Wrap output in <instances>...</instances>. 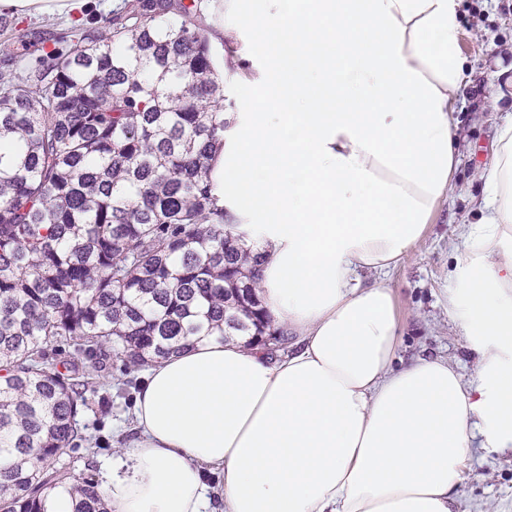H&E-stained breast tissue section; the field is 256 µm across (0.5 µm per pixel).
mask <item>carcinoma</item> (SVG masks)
Listing matches in <instances>:
<instances>
[{
    "label": "carcinoma",
    "instance_id": "carcinoma-1",
    "mask_svg": "<svg viewBox=\"0 0 512 512\" xmlns=\"http://www.w3.org/2000/svg\"><path fill=\"white\" fill-rule=\"evenodd\" d=\"M206 0H132L0 73V512H107L66 449L97 392L60 359L111 348L129 372L208 336L273 327L262 254L214 194L223 76Z\"/></svg>",
    "mask_w": 512,
    "mask_h": 512
}]
</instances>
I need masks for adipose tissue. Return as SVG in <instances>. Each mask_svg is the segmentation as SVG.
Here are the masks:
<instances>
[{"label":"adipose tissue","instance_id":"1","mask_svg":"<svg viewBox=\"0 0 512 512\" xmlns=\"http://www.w3.org/2000/svg\"><path fill=\"white\" fill-rule=\"evenodd\" d=\"M462 0H267L266 73L211 179L266 254L274 359L211 338L154 362L137 439L99 469L109 512H454L473 443L512 447V119L498 129L448 309L478 355L397 364L392 288L451 189Z\"/></svg>","mask_w":512,"mask_h":512}]
</instances>
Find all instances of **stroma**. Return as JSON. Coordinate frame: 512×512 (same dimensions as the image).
<instances>
[{
	"instance_id": "obj_1",
	"label": "stroma",
	"mask_w": 512,
	"mask_h": 512,
	"mask_svg": "<svg viewBox=\"0 0 512 512\" xmlns=\"http://www.w3.org/2000/svg\"><path fill=\"white\" fill-rule=\"evenodd\" d=\"M128 0H91L86 11L69 15L0 14L9 33L0 34V72L22 73L27 49H51L76 23L91 27L112 21ZM217 62L251 55V74L240 69L224 72V94L233 111L245 112L255 98L262 71L257 30L237 29L233 40L212 41ZM460 50L465 58L461 89L455 102L459 119L460 163L453 188L424 239L400 267L387 275L364 272L362 284L384 281L396 295L401 326L398 355L403 360L419 356L444 357L466 384L478 376V362L469 341L453 322L447 293L453 283L448 271L462 251L465 225L478 223L483 183L477 173L487 166L495 149L496 130L512 117V0H463ZM98 377L112 387L108 409L92 407L82 418L86 437L65 458L76 472L98 470L102 458L125 447L136 433L132 429L135 393L119 389L123 362L105 354ZM456 512H512V449L477 448L464 464L456 488Z\"/></svg>"
}]
</instances>
